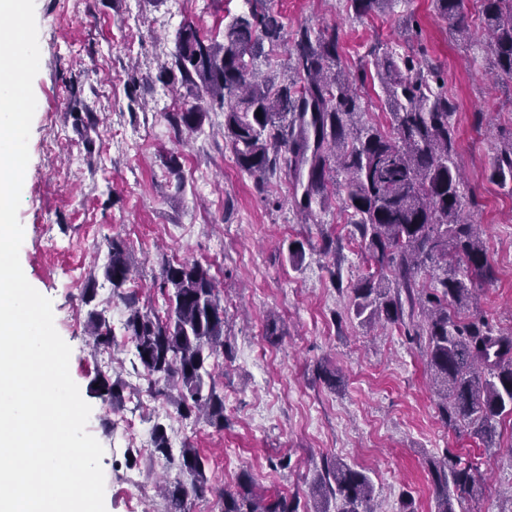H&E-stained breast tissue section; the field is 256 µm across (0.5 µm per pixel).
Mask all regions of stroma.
<instances>
[{
    "instance_id": "35a3bbf8",
    "label": "stroma",
    "mask_w": 512,
    "mask_h": 512,
    "mask_svg": "<svg viewBox=\"0 0 512 512\" xmlns=\"http://www.w3.org/2000/svg\"><path fill=\"white\" fill-rule=\"evenodd\" d=\"M285 28L333 26L341 54L359 68L371 46L405 51L408 24L447 78L456 103V158L465 212L477 225L491 273L475 277L470 312L512 329V181L490 178L500 145L512 140V79L496 77L484 38L480 0H465L470 29L461 38L432 0H395L360 18L346 0H273ZM238 0H35L40 68L18 218L20 262L29 283L52 302L54 325L71 348L69 371L91 406L88 432L104 448L106 512H164L158 487L175 481L183 444L205 458L212 494L189 512H208L219 491L250 474L260 493L282 492L297 512H314L313 488L330 460L364 471L379 512H435L432 470L445 455L477 466L481 477L465 512H512V417L493 448L440 417L421 341L403 326L359 325L349 313L352 288L366 270L364 244L339 198L300 223L290 176L259 193L219 134L224 112L203 104L200 129L178 142L165 118L193 98L156 74L169 62L181 23L220 38ZM93 113L95 125L84 120ZM176 154L182 183L165 159ZM122 237L135 264L129 289L142 306L164 312L157 286L163 262L199 263L216 279L226 309L224 355L211 360L224 395L223 429L185 419L152 395L133 369L124 308L97 279L86 301L89 265L108 261ZM304 244L290 258L293 241ZM97 311L113 328L111 354L97 353L86 331ZM282 337L266 338L270 317ZM336 376L328 386L316 372ZM121 367L120 399L99 395L101 377ZM167 426L172 460L156 457L154 424Z\"/></svg>"
}]
</instances>
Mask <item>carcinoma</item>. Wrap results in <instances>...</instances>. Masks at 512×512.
Listing matches in <instances>:
<instances>
[{
  "label": "carcinoma",
  "instance_id": "carcinoma-1",
  "mask_svg": "<svg viewBox=\"0 0 512 512\" xmlns=\"http://www.w3.org/2000/svg\"><path fill=\"white\" fill-rule=\"evenodd\" d=\"M247 11L224 27V39L205 36L193 22L175 35L171 65L157 79L180 84L196 98L224 109V140L238 168L263 191L285 172L303 188L293 195L296 210L309 215L341 192L350 221L364 242L374 271L352 289L350 311L364 327L402 324L425 341L427 365L441 398L442 419L463 426L485 447L493 446L500 417L512 414V332L495 330L483 317L461 316L469 309L473 277L491 272L477 227L463 209V177L455 160L456 104L442 91L443 78L425 58L411 52L367 51L385 93L393 129L383 132L362 122L358 85L340 65L334 27L303 24L288 32L272 0H247ZM358 17L393 0H347ZM438 15L466 34L463 0H433ZM488 46L499 73L512 79V0H483ZM284 50L287 74L264 75L256 61L271 64ZM180 137L199 129L202 109L190 105L166 113ZM345 173L337 182L336 173ZM491 179L512 181V142L498 150ZM430 275L427 288L416 276ZM103 277L112 298L126 310L123 329L135 348L151 392L165 396L183 417L202 418L224 429V397L204 377L208 360L224 351L225 310L207 269L197 263L163 265L159 288L167 295L161 317L123 291L132 263L126 242L114 237ZM406 297H401V293ZM88 335L94 350L112 347V325L90 313ZM156 454L169 459L166 428L155 425ZM182 478L162 486L165 512H186L189 496L211 490L205 462L186 444L180 450ZM328 480L316 488L321 503L341 501L337 512H375L369 476L332 461ZM479 472L459 457L435 471L436 512H456L455 503L471 495ZM221 512H297L284 495L258 494L246 477L239 490L220 493Z\"/></svg>",
  "mask_w": 512,
  "mask_h": 512
}]
</instances>
